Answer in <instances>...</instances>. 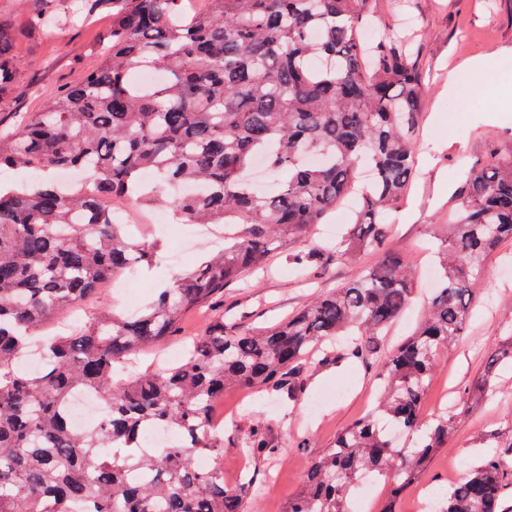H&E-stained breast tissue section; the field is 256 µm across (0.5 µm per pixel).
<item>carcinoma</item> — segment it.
<instances>
[{
    "mask_svg": "<svg viewBox=\"0 0 512 512\" xmlns=\"http://www.w3.org/2000/svg\"><path fill=\"white\" fill-rule=\"evenodd\" d=\"M112 0V27L82 80L0 132V167L36 176L0 189V512H250L254 484L224 483V448L208 422L224 388L264 387L296 399L310 353L366 362L413 299V262L385 248L388 214L414 175V135L425 93L408 56L382 40L363 45L369 0ZM30 24L57 22L49 6ZM0 28V93L18 70ZM163 81L139 86L138 71ZM90 172L84 190L46 179ZM201 188L180 194L179 185ZM355 197L354 222L331 249L292 255L300 274L368 250L380 261L259 335L220 322L190 338L179 361L132 368L140 351L174 336L184 313L265 266L274 239L310 233ZM123 198L164 207L189 224H233L224 248L176 275L140 312L104 307L64 334L58 316L98 298L99 282L152 263L159 242L134 240L106 205ZM512 241V148L468 168L441 274L419 328L387 357L383 400L314 458L285 512H354L352 490L384 480L389 506L448 444L455 414L433 423L421 406L441 351L466 329L486 263ZM512 362V334L486 350L470 400L495 392ZM78 390L101 403L73 428ZM179 439L144 451L150 429ZM242 449L275 455L264 421ZM209 460L205 470L200 458ZM512 443L498 446L440 501L439 512H503Z\"/></svg>",
    "mask_w": 512,
    "mask_h": 512,
    "instance_id": "cac0c4a2",
    "label": "carcinoma"
}]
</instances>
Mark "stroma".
<instances>
[{
	"label": "stroma",
	"mask_w": 512,
	"mask_h": 512,
	"mask_svg": "<svg viewBox=\"0 0 512 512\" xmlns=\"http://www.w3.org/2000/svg\"><path fill=\"white\" fill-rule=\"evenodd\" d=\"M85 0H55L62 22L52 32L27 27L28 15L45 9V0H0V27L13 36L22 65L9 97L0 99V117L35 112L61 90L78 82L99 36L109 27L112 7L103 0L85 10ZM370 22L389 46L406 49L422 77L425 95L417 134L416 174L408 193L393 208L387 246L412 256L415 268L413 306L384 342L391 349L420 319L428 295L426 270L441 224L457 207L455 194L464 185L468 165L483 162L491 145L512 144V0H370ZM479 56L495 62L492 83L496 97L471 93L468 66ZM188 227L169 221L159 237V260L137 277V297L147 304L156 289L180 271L192 269L209 250L197 243L178 261L174 253ZM321 235L292 241L274 240L264 269L247 274L224 290L215 307L188 312L180 335L140 355L141 363L156 356L179 354L186 336H195L223 321L225 330L257 332L283 322L315 297L357 279L378 256L365 253L334 261L325 272L296 278L288 267L290 253L320 244ZM475 316L456 346L438 359L421 414L430 421L454 410L456 424L446 448L430 461L422 485L446 491L452 477L464 475L489 446L512 442V367H500L495 400L471 403L470 384L484 369L483 350L512 333V266L501 257L489 263ZM382 359L313 366L304 395L285 403L269 393L250 394L230 388L218 406L230 418L222 431L224 475L239 470L256 474L258 492L252 512H284L302 484L308 462L332 445L337 434L377 405ZM323 398L317 415L307 412L310 400ZM263 415L276 457L245 460L240 432Z\"/></svg>",
	"instance_id": "obj_1"
}]
</instances>
